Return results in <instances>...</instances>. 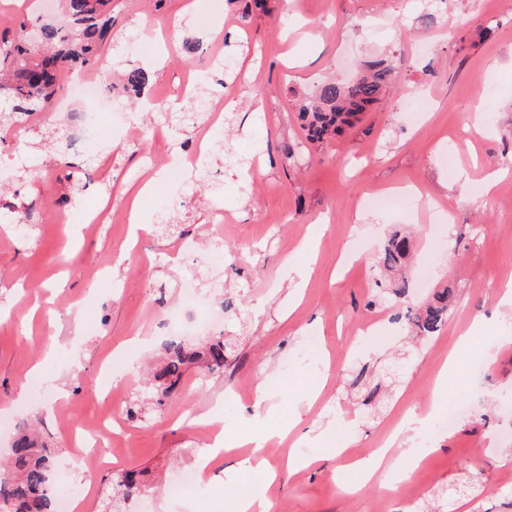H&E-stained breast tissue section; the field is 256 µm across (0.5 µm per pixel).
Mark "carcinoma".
<instances>
[{
  "mask_svg": "<svg viewBox=\"0 0 512 512\" xmlns=\"http://www.w3.org/2000/svg\"><path fill=\"white\" fill-rule=\"evenodd\" d=\"M112 0H63L72 26L60 31L41 27V43L32 44L24 36L26 22L12 36L0 33V92H6L8 110L0 113V127L22 124L33 113L49 107L64 91L60 72L79 68L90 71L101 61L100 47L112 23L108 5ZM392 70L382 60L373 61L353 83L328 79L299 105L298 118L306 139L322 144L341 134L359 120V116L378 103L391 82ZM412 243L406 236H392L379 256L384 272L397 277L393 294L402 299L410 288L406 263ZM453 291L445 287L419 306L404 313L419 336L437 333L448 315ZM229 346L217 337L204 345H190L182 339H169L163 345L159 368L153 374L152 405L159 407L172 394L190 367L208 373L224 370ZM56 456L34 433L18 432L8 459L0 464V512H53L57 497L53 470ZM141 473L127 471L111 479L112 510L127 512L128 504L139 497Z\"/></svg>",
  "mask_w": 512,
  "mask_h": 512,
  "instance_id": "1",
  "label": "carcinoma"
}]
</instances>
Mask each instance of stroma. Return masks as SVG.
Returning <instances> with one entry per match:
<instances>
[{
    "mask_svg": "<svg viewBox=\"0 0 512 512\" xmlns=\"http://www.w3.org/2000/svg\"><path fill=\"white\" fill-rule=\"evenodd\" d=\"M112 0V31L97 69L104 81L141 67L153 104L122 93L119 122L149 125L146 137L114 133L94 163L54 149L67 112L78 102L31 117L26 130L0 127V199L23 204L28 237L0 223V418L37 421L58 452L59 487L76 491V512H97L101 474L72 444L104 412L125 419L143 393L144 368L179 311L204 316L206 303L232 295L235 314L212 334L234 342L222 376L189 370L161 410L127 421L119 445L99 456L146 476L134 512H230L256 476L216 477L223 498L166 492L204 453L196 423L217 417L224 433L243 439L241 456L257 455L277 473L268 486L271 512H512V310L500 303L512 280V0ZM36 17L62 25L49 0H0V30ZM152 28L180 29L177 46L157 49ZM222 36L213 39L214 26ZM233 61L198 96L222 110L209 132L204 163L166 173L161 193L135 198L133 175L179 152L204 132L168 129L192 106L182 85L208 65L203 42ZM393 68L384 100L341 136L308 144L298 104L315 76L350 79L365 61ZM252 69L255 80L242 78ZM456 153H449L451 140ZM294 156H286V148ZM75 178L59 180L66 165ZM500 177L487 185L484 177ZM389 191L397 201L367 208L366 196ZM193 195L184 209L171 198ZM139 207L146 232L133 235L112 215ZM103 222L85 224L87 211ZM69 221L55 223V212ZM413 236L409 300L419 304L444 287L455 304L435 336L416 339L394 316L400 307L377 285L376 263L394 232ZM221 248L222 261L210 260ZM193 279L201 306L183 303ZM472 329L468 358L487 357L475 396L458 372L447 402L464 404L455 424L430 420L428 440L441 442L414 471V493L378 495L357 469L341 466L315 428L341 424L357 447H378L392 423L422 412L458 333ZM323 349H307L308 339ZM113 367L123 389L104 406L102 373ZM320 395L285 443L259 444L261 430L287 422L303 393ZM296 452L309 467L288 469Z\"/></svg>",
    "mask_w": 512,
    "mask_h": 512,
    "instance_id": "stroma-1",
    "label": "stroma"
}]
</instances>
